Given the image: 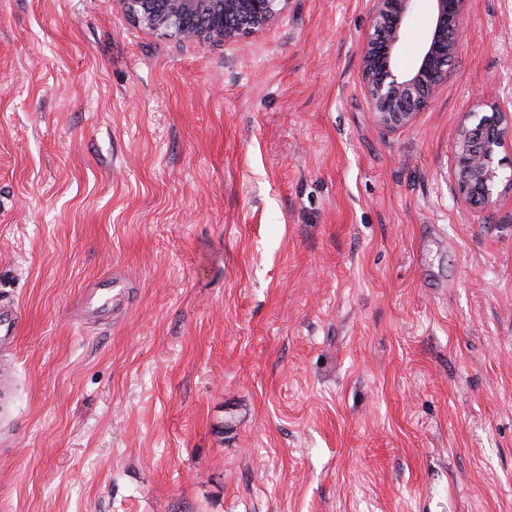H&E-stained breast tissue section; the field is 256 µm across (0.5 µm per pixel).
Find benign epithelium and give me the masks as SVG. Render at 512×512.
Returning a JSON list of instances; mask_svg holds the SVG:
<instances>
[{
    "label": "benign epithelium",
    "instance_id": "7a95c632",
    "mask_svg": "<svg viewBox=\"0 0 512 512\" xmlns=\"http://www.w3.org/2000/svg\"><path fill=\"white\" fill-rule=\"evenodd\" d=\"M415 0H376L374 33L363 49L364 79L376 120L386 128L405 127L429 103L445 78L457 52V32L468 0H431V27L407 73L393 65L399 42ZM138 24L164 38L199 44H233L279 22L290 0H120ZM506 110L462 129L456 156L457 189L463 203L481 208L492 201L499 174L493 167L494 150L501 142Z\"/></svg>",
    "mask_w": 512,
    "mask_h": 512
}]
</instances>
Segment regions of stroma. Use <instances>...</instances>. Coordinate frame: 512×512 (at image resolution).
Listing matches in <instances>:
<instances>
[{
    "mask_svg": "<svg viewBox=\"0 0 512 512\" xmlns=\"http://www.w3.org/2000/svg\"><path fill=\"white\" fill-rule=\"evenodd\" d=\"M374 10L291 0L210 46L0 0V512H512V124L491 205L454 182L512 99V0H469L390 131ZM116 273L125 305L82 320ZM22 311L13 304L0 303V341L13 339L18 332Z\"/></svg>",
    "mask_w": 512,
    "mask_h": 512,
    "instance_id": "1",
    "label": "stroma"
}]
</instances>
